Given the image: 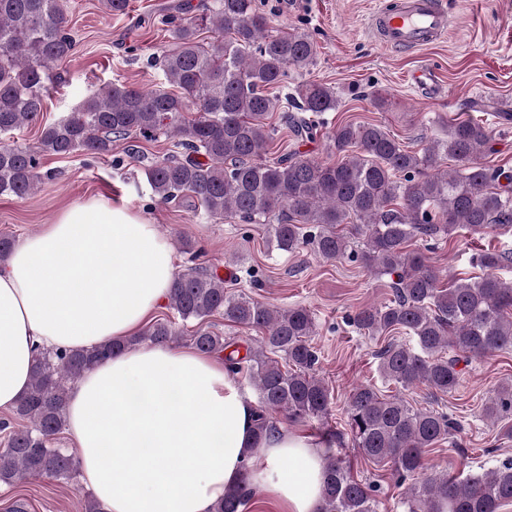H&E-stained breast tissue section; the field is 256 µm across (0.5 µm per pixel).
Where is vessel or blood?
I'll return each instance as SVG.
<instances>
[{
    "label": "vessel or blood",
    "mask_w": 512,
    "mask_h": 512,
    "mask_svg": "<svg viewBox=\"0 0 512 512\" xmlns=\"http://www.w3.org/2000/svg\"><path fill=\"white\" fill-rule=\"evenodd\" d=\"M370 28L384 46L417 49L439 41L452 25V19L440 0H396L395 5L380 6L372 12ZM414 86L434 96L440 91L434 70L419 66L411 75Z\"/></svg>",
    "instance_id": "obj_1"
}]
</instances>
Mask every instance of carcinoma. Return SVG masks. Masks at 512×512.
<instances>
[{"instance_id":"cac0c4a2","label":"carcinoma","mask_w":512,"mask_h":512,"mask_svg":"<svg viewBox=\"0 0 512 512\" xmlns=\"http://www.w3.org/2000/svg\"><path fill=\"white\" fill-rule=\"evenodd\" d=\"M168 49L162 65L178 88L151 91L108 83L68 115L41 130L38 144L0 143V196L23 199L45 174L40 153L110 155L112 147L163 136L172 149L147 169L148 184L162 201L189 197L215 220L269 225V243L283 254L306 247L326 260L348 257L377 276H393V300L363 307L349 317L360 333L386 336L376 354L384 381L403 390L419 385L443 394L460 386V363L512 348V252L478 255L485 274L475 280L439 271L410 243L461 232L472 238L494 227L512 229V172L481 162L491 136L486 126L464 120L423 153L405 149L377 123H345L330 142L339 162L324 164L287 152L268 160L281 113L295 139L310 141L322 123L304 116L336 111L339 99L324 83H298L281 94L293 72L314 62L304 34L273 32L256 0H211L185 23L169 15ZM64 0H0V134L35 123L47 83L62 79L60 63L74 51L67 33ZM213 33L204 41L202 35ZM192 111L188 118L185 113ZM453 158L456 168L444 165ZM173 316L162 318L124 343L83 350H37L27 393L13 409L0 448V483L14 486L46 478L69 483L77 461L52 447L66 427L71 385L97 362L127 346L172 344L181 326L193 322L189 341L204 354H224L229 371L256 388L259 438L276 429L273 417L319 422L325 445V480L319 512H377L376 489L354 479L336 453L344 433L328 424L331 392L315 374L311 346L315 317L303 307L278 308L243 291L224 287L218 268L199 266L175 275L167 296ZM261 333L245 354L209 330V318ZM346 426L367 460L389 464L405 486L402 512H500L512 502V458L465 478L429 473L427 451L460 429L451 415L418 409L398 394L383 395L370 384L348 397ZM484 419L512 438V383H501L486 401ZM248 493L230 489L214 512H244Z\"/></svg>"}]
</instances>
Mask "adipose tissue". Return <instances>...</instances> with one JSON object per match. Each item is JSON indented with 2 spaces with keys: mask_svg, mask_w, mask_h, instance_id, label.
<instances>
[{
  "mask_svg": "<svg viewBox=\"0 0 512 512\" xmlns=\"http://www.w3.org/2000/svg\"><path fill=\"white\" fill-rule=\"evenodd\" d=\"M172 248L127 208L92 198L22 238L0 266V411L26 394L37 348L135 335L165 302ZM81 482L104 512H213L231 488L280 512H317L321 443L254 432L255 405L222 360L189 348H127L86 371L67 400Z\"/></svg>",
  "mask_w": 512,
  "mask_h": 512,
  "instance_id": "1",
  "label": "adipose tissue"
}]
</instances>
